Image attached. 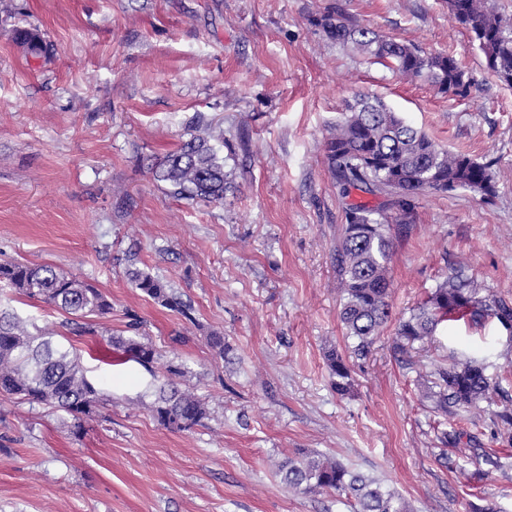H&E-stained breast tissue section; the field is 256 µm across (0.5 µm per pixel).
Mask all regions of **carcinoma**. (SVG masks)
Listing matches in <instances>:
<instances>
[{
	"mask_svg": "<svg viewBox=\"0 0 512 512\" xmlns=\"http://www.w3.org/2000/svg\"><path fill=\"white\" fill-rule=\"evenodd\" d=\"M448 14L470 33L485 59L486 68L504 87L512 89V21L487 6L486 0H446ZM324 36L347 51L370 56L389 65L405 79L422 78L442 94L465 96L470 80L456 58L442 52H426L396 41L373 29L353 23L344 13L328 9L312 18ZM14 39L38 55L48 51L41 34L17 27ZM197 135L184 142L151 168L154 180L170 187V193L187 200L224 203L231 188V173L216 143L232 145L224 135L214 136L210 124L196 117ZM324 159L342 194L351 190L392 197V205L405 215L416 197L436 191L469 189L489 199L496 194L490 165L466 153L440 147L426 133L408 125L380 102L350 107L331 125L323 143ZM346 224L336 243V274L343 293L341 320L347 337L354 340L355 357H366L381 328L392 320L389 262L393 249L390 224L397 217L384 206L351 203ZM127 276L135 288L161 306L178 311L194 322L191 307L163 279L130 268ZM0 282L29 299H37L77 317L103 316L112 302L94 285L48 265L0 262ZM494 318L512 328V305L478 296L462 278L440 284L426 303L397 320L395 348L422 341L447 321ZM54 333L32 334L23 323L0 311V394L30 404L57 408L69 415L73 428L81 430L103 404L100 390L86 377L74 351L53 341ZM108 351L127 356L143 366L157 361L150 342L139 336L109 334ZM328 369L336 392L350 387V366L332 352ZM180 365L166 367V381L151 407L163 427L190 429L207 417L203 400L194 391L179 387L184 377ZM436 408L443 414L467 408L487 398L499 386L478 359L453 362L437 371ZM283 481L296 491H333L354 501V512H407L404 500L376 478L352 471L322 458L288 460L281 465Z\"/></svg>",
	"mask_w": 512,
	"mask_h": 512,
	"instance_id": "cac0c4a2",
	"label": "carcinoma"
}]
</instances>
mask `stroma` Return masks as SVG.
Wrapping results in <instances>:
<instances>
[{
  "label": "stroma",
  "instance_id": "1",
  "mask_svg": "<svg viewBox=\"0 0 512 512\" xmlns=\"http://www.w3.org/2000/svg\"><path fill=\"white\" fill-rule=\"evenodd\" d=\"M332 6L453 54L469 95L331 43L311 19ZM17 26L50 52L13 41ZM367 97L491 163L497 182L490 201L467 189L415 199L389 264L394 317L458 274L512 304V90L445 0H0V261L56 267L112 302L75 338L70 315L0 283V309L56 330L111 399L76 433L64 412L0 395V512H353L282 481L280 464L305 455L379 478L409 512H512V426L496 416L512 395V332L459 322L399 353L391 322L367 358L351 355L336 277L345 201L323 140ZM198 116L235 150L220 204L174 197L151 174ZM131 267L169 281L191 318L134 288ZM134 317L157 362H102L107 335ZM332 348L350 359L344 396ZM468 356L487 359L500 390L443 415L437 371ZM170 363L208 407L187 431L151 412ZM328 369L336 392L344 395L350 387V366L346 359L335 352L328 355Z\"/></svg>",
  "mask_w": 512,
  "mask_h": 512
}]
</instances>
